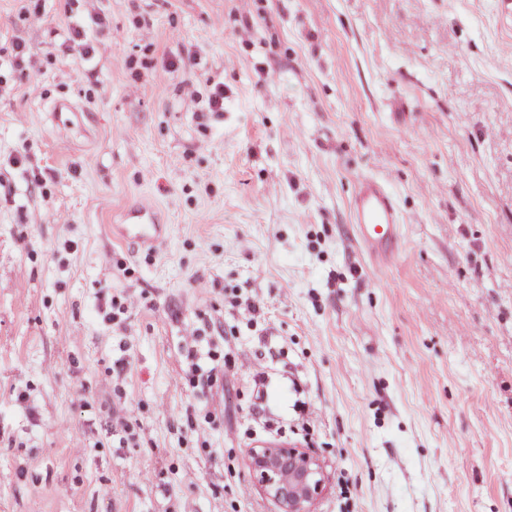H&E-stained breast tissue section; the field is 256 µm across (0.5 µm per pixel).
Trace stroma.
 Masks as SVG:
<instances>
[{"label": "stroma", "mask_w": 512, "mask_h": 512, "mask_svg": "<svg viewBox=\"0 0 512 512\" xmlns=\"http://www.w3.org/2000/svg\"><path fill=\"white\" fill-rule=\"evenodd\" d=\"M98 5L118 37L82 69L67 0H0L25 51L0 70V512H281L248 461L275 445L320 458L312 512H512V15ZM365 178L404 220L384 264ZM144 200L151 248L119 236ZM191 350L223 376L191 383ZM351 217L360 243L379 262L389 261L402 240V220L395 200L375 179L361 180L351 199Z\"/></svg>", "instance_id": "stroma-1"}]
</instances>
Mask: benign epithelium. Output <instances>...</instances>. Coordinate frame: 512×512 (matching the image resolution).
<instances>
[{"instance_id": "7a95c632", "label": "benign epithelium", "mask_w": 512, "mask_h": 512, "mask_svg": "<svg viewBox=\"0 0 512 512\" xmlns=\"http://www.w3.org/2000/svg\"><path fill=\"white\" fill-rule=\"evenodd\" d=\"M250 470L255 484L279 503L282 512H311L323 489L322 465L303 448H255Z\"/></svg>"}]
</instances>
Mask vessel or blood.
Masks as SVG:
<instances>
[{
	"mask_svg": "<svg viewBox=\"0 0 512 512\" xmlns=\"http://www.w3.org/2000/svg\"><path fill=\"white\" fill-rule=\"evenodd\" d=\"M123 238L152 246L161 238L157 212L140 204L129 210ZM351 217L360 243L377 261H389L402 240V220L395 200L385 185L374 179L361 180L351 199Z\"/></svg>",
	"mask_w": 512,
	"mask_h": 512,
	"instance_id": "vessel-or-blood-1",
	"label": "vessel or blood"
}]
</instances>
